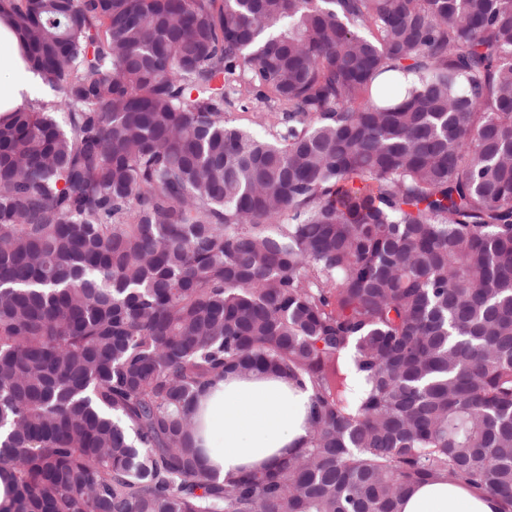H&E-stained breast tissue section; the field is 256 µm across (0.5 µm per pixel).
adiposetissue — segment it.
<instances>
[{
  "instance_id": "adipose-tissue-1",
  "label": "adipose tissue",
  "mask_w": 512,
  "mask_h": 512,
  "mask_svg": "<svg viewBox=\"0 0 512 512\" xmlns=\"http://www.w3.org/2000/svg\"><path fill=\"white\" fill-rule=\"evenodd\" d=\"M24 46L0 17V114L33 97L35 79L22 59ZM310 390L255 373L229 375L199 399L202 446L209 466L225 478L270 470L308 438ZM495 498L462 483L429 481L417 486L401 512H497Z\"/></svg>"
}]
</instances>
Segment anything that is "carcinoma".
Instances as JSON below:
<instances>
[{"mask_svg": "<svg viewBox=\"0 0 512 512\" xmlns=\"http://www.w3.org/2000/svg\"><path fill=\"white\" fill-rule=\"evenodd\" d=\"M0 512H512V0H0ZM282 114L256 137L226 87ZM309 435L219 479L228 374ZM23 52L10 23L0 17V115L27 105L33 98L35 79L26 69ZM498 508L494 497L443 479L417 486L404 501L401 512H497Z\"/></svg>", "mask_w": 512, "mask_h": 512, "instance_id": "obj_1", "label": "carcinoma"}]
</instances>
